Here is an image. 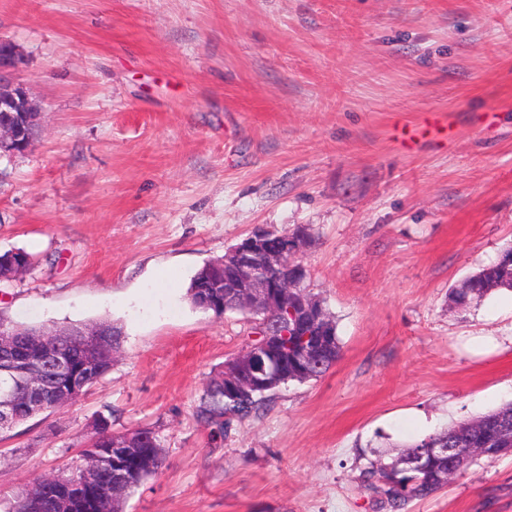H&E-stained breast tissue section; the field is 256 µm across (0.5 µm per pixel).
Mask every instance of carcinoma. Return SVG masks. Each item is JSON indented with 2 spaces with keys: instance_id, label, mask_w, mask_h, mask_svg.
I'll return each mask as SVG.
<instances>
[{
  "instance_id": "obj_1",
  "label": "carcinoma",
  "mask_w": 512,
  "mask_h": 512,
  "mask_svg": "<svg viewBox=\"0 0 512 512\" xmlns=\"http://www.w3.org/2000/svg\"><path fill=\"white\" fill-rule=\"evenodd\" d=\"M24 262L33 264V256L24 250L0 254V283L13 281V266ZM233 270L224 267V260L204 264L194 275L189 287V297L194 306L221 318L239 311L237 301L224 298V278ZM493 289L512 290V247L501 251L495 261L485 265L468 277L461 287L453 290L458 305H468ZM323 343L316 350L314 364L298 355V339L294 336L279 337V343L267 354L288 368L291 382L304 383L323 377L339 360L340 339L337 332L322 337ZM112 359L101 353L96 357L93 371L86 377L85 387H90L110 369ZM281 387L277 372L267 370L260 387L250 391H232L224 375L210 380L203 389L194 408L196 421L227 436L238 424L259 415L272 396ZM99 435L98 448L112 445L109 418L99 415L96 425ZM124 458L126 475L124 499L113 503V510L120 512L141 483L163 465L162 443L151 428L132 431V443ZM430 448H454L456 454H430ZM469 448H512V402L476 418L455 424L414 440L395 456H386L377 450L363 453L358 459L357 480L367 491L377 512H404L409 502L435 497L446 488L440 476L448 467L461 460L466 465L474 463L465 459ZM110 490V477L100 474L91 481H82L73 488L57 481L42 483L21 493L12 506V512H99L102 501Z\"/></svg>"
}]
</instances>
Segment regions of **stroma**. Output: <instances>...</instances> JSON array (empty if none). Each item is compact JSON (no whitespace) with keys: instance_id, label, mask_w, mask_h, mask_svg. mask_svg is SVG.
I'll return each instance as SVG.
<instances>
[{"instance_id":"obj_1","label":"stroma","mask_w":512,"mask_h":512,"mask_svg":"<svg viewBox=\"0 0 512 512\" xmlns=\"http://www.w3.org/2000/svg\"><path fill=\"white\" fill-rule=\"evenodd\" d=\"M43 118L0 158V318L109 321L111 369L0 440V512L74 469L98 416L152 427L124 512H373L360 452L512 401V291L451 290L512 246V0H0ZM438 114L448 141L401 147ZM305 227L342 351L228 436L194 418L254 322L195 308L197 270L253 227ZM409 512H512V456ZM24 262L31 267L33 256L24 250L7 251L0 254V283H10L14 280L12 277L14 264Z\"/></svg>"}]
</instances>
